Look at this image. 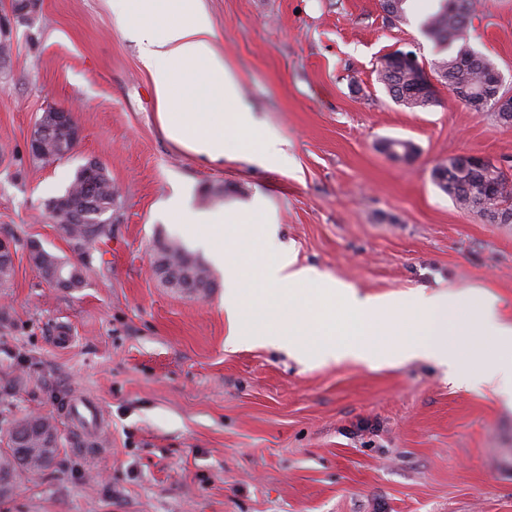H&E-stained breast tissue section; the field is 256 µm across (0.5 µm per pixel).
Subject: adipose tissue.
Returning a JSON list of instances; mask_svg holds the SVG:
<instances>
[{"mask_svg": "<svg viewBox=\"0 0 512 512\" xmlns=\"http://www.w3.org/2000/svg\"><path fill=\"white\" fill-rule=\"evenodd\" d=\"M112 14L134 31L166 136L198 158L239 159L270 169L288 166L283 139L266 132L253 153L237 144L256 119L242 104L238 83L212 43L213 23L199 0H111ZM164 209L175 224L202 225L201 239L234 275L224 284L227 346L238 349L266 336L289 355L312 364L351 360L376 368L424 359L447 367L458 386L486 387L512 406V318L492 285L410 297H363L350 284L298 265L277 241L274 214L263 197L240 206L197 211L185 194ZM271 258L258 275L271 292L252 299L243 286L249 244ZM340 300L345 315H310L302 301Z\"/></svg>", "mask_w": 512, "mask_h": 512, "instance_id": "1", "label": "adipose tissue"}]
</instances>
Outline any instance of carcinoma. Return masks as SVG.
<instances>
[{"instance_id":"1","label":"carcinoma","mask_w":512,"mask_h":512,"mask_svg":"<svg viewBox=\"0 0 512 512\" xmlns=\"http://www.w3.org/2000/svg\"><path fill=\"white\" fill-rule=\"evenodd\" d=\"M408 0H381V7L386 15L395 20L406 18ZM436 11L425 16L421 22L423 33L439 48L441 57L434 60L432 69L440 82L448 90H466L485 95L489 89L492 75L498 68L486 55L475 50L466 36L467 22L475 10V0H438ZM379 81L383 84L391 99L407 108L425 109L437 103V99H426L419 95L413 75L401 70L394 64L378 70ZM448 180V195L460 207L481 213L492 221L509 223L505 219L506 211L512 212V178H498L488 170H471L453 167L441 170ZM86 178L79 170L69 188L60 198L70 204H80ZM98 198L104 206L99 214H86L83 223L70 224L65 229V238L72 245L82 260L77 268L75 287L83 286L82 268L95 260L96 245L112 235V215L115 212L117 192L112 188V179L99 168L97 175ZM29 258L35 268L42 274L55 265H66L55 254L39 245H30ZM152 272L164 285L178 292L186 289L183 282L186 275L207 285L204 294H209L216 287L215 277L208 264L193 255L186 246L172 238L156 237L152 250ZM32 417L4 419L3 432L6 447L0 448V475L10 474L14 479L21 475H36L50 468L60 454V448H46L39 435H32L27 442V454L21 455V445L16 441L19 429L27 426Z\"/></svg>"}]
</instances>
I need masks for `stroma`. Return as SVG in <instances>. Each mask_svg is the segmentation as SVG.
I'll list each match as a JSON object with an SVG mask.
<instances>
[{
  "label": "stroma",
  "instance_id": "1",
  "mask_svg": "<svg viewBox=\"0 0 512 512\" xmlns=\"http://www.w3.org/2000/svg\"><path fill=\"white\" fill-rule=\"evenodd\" d=\"M200 4L258 122L244 149L274 130L288 167L206 165L169 140L109 0H40L10 25L0 237L17 251L0 288V419L53 416L66 445L0 512H512V407L491 390L460 388L426 360L308 367L263 341L227 349L223 287L200 298L150 271L157 235L194 243V227L161 219L174 191L199 209L259 194L298 263L360 295L489 282L511 314L512 224L461 209L432 172L463 153L512 165V127L444 85L437 105L400 106L378 78L390 52L438 58L416 21L437 0H410L395 22L380 0ZM468 39L512 91V0H478ZM50 106L75 107L82 134L70 157L48 162L29 139ZM387 139L411 141L416 155L392 159ZM90 159L120 190L112 237L83 288H53L28 244L77 261L45 205ZM67 390L98 402L106 449L75 446Z\"/></svg>",
  "mask_w": 512,
  "mask_h": 512
}]
</instances>
